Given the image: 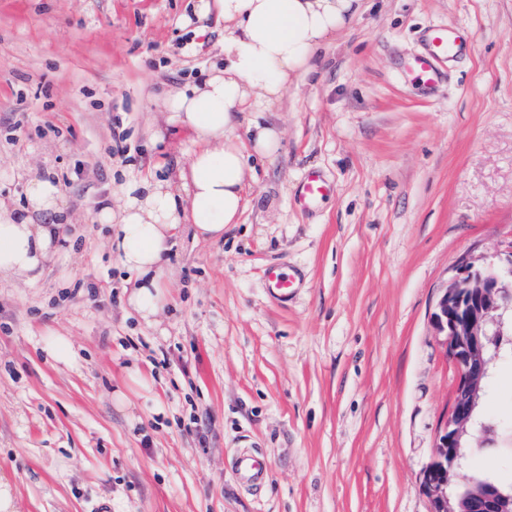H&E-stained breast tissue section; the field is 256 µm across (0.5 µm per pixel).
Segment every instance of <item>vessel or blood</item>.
I'll use <instances>...</instances> for the list:
<instances>
[{"label":"vessel or blood","mask_w":512,"mask_h":512,"mask_svg":"<svg viewBox=\"0 0 512 512\" xmlns=\"http://www.w3.org/2000/svg\"><path fill=\"white\" fill-rule=\"evenodd\" d=\"M470 48L468 39L457 28L436 25L427 30L424 48L409 59L405 71L415 81L428 89L435 88L442 79V63L452 60ZM331 184L317 172L307 173L300 186L298 199L309 206L328 196ZM264 279L270 292L279 300H288L299 280L294 273L280 265L266 268ZM236 474L241 481L257 484L264 480L265 470L251 456H241L236 464Z\"/></svg>","instance_id":"1"}]
</instances>
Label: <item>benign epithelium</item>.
Instances as JSON below:
<instances>
[{"label": "benign epithelium", "instance_id": "benign-epithelium-1", "mask_svg": "<svg viewBox=\"0 0 512 512\" xmlns=\"http://www.w3.org/2000/svg\"><path fill=\"white\" fill-rule=\"evenodd\" d=\"M431 320L460 377L422 473L430 512H512V493L462 475L461 453L465 440L485 435L473 412L485 390L489 364L497 356L491 337L512 340V252L499 259L497 272L475 260L462 261Z\"/></svg>", "mask_w": 512, "mask_h": 512}]
</instances>
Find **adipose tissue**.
Wrapping results in <instances>:
<instances>
[{
	"mask_svg": "<svg viewBox=\"0 0 512 512\" xmlns=\"http://www.w3.org/2000/svg\"><path fill=\"white\" fill-rule=\"evenodd\" d=\"M201 9L223 18V46L203 82L164 101L170 122L198 145L188 171L175 181L130 178L99 212L113 253L135 276L128 305L148 324L164 306L175 237L188 229L216 241L240 217L249 156L236 136L238 107L279 100L314 53L352 24L360 0H216ZM26 197L22 210L0 201V274L33 284L60 251L71 217L49 177L30 180Z\"/></svg>",
	"mask_w": 512,
	"mask_h": 512,
	"instance_id": "1",
	"label": "adipose tissue"
}]
</instances>
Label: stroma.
Returning a JSON list of instances; mask_svg holds the SVG:
<instances>
[{"label": "stroma", "mask_w": 512, "mask_h": 512, "mask_svg": "<svg viewBox=\"0 0 512 512\" xmlns=\"http://www.w3.org/2000/svg\"><path fill=\"white\" fill-rule=\"evenodd\" d=\"M198 2L0 0V198L22 205L50 171L75 222L38 282L0 275V478L21 512H429L458 380L431 314L462 260L512 251V0H363L278 101L243 106L238 136L259 117L280 147L221 240L178 236L149 325L96 214L196 149L163 97L223 43ZM438 24L472 49L428 91L404 68ZM312 170L333 191L306 207ZM276 263L301 279L286 302ZM489 371L484 407L510 431L465 472L508 484L512 357ZM244 453L259 489L234 476ZM264 279L270 292L281 301H287L294 289L299 288L296 275L280 265L266 268Z\"/></svg>", "instance_id": "35a3bbf8"}]
</instances>
